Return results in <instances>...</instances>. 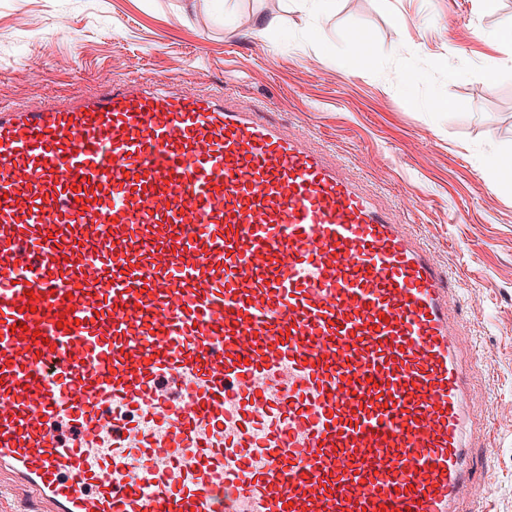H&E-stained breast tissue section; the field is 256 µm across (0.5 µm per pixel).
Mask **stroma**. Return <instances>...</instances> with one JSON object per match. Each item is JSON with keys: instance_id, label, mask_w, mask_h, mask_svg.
Listing matches in <instances>:
<instances>
[{"instance_id": "1", "label": "stroma", "mask_w": 512, "mask_h": 512, "mask_svg": "<svg viewBox=\"0 0 512 512\" xmlns=\"http://www.w3.org/2000/svg\"><path fill=\"white\" fill-rule=\"evenodd\" d=\"M257 15L278 30L250 35ZM511 27L512 0H0V107L162 80L262 104L346 163L461 279L482 429L459 507L512 512V190L485 167L512 153V55L492 39Z\"/></svg>"}]
</instances>
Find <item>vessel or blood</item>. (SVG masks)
<instances>
[{"label":"vessel or blood","mask_w":512,"mask_h":512,"mask_svg":"<svg viewBox=\"0 0 512 512\" xmlns=\"http://www.w3.org/2000/svg\"><path fill=\"white\" fill-rule=\"evenodd\" d=\"M458 289L260 106L0 109V471L48 512H460Z\"/></svg>","instance_id":"b4317fda"}]
</instances>
